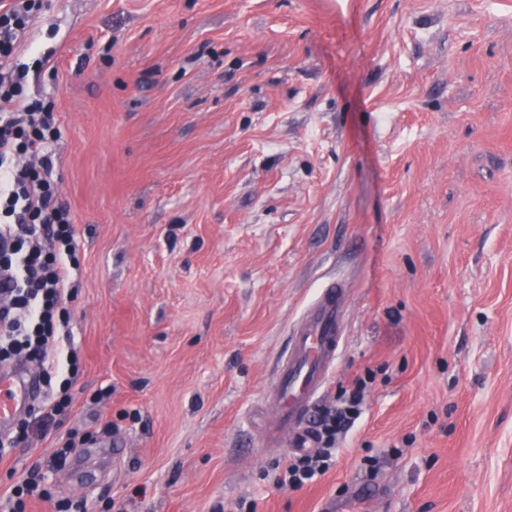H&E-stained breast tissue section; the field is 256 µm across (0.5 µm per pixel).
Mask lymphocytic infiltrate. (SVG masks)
<instances>
[{
    "label": "lymphocytic infiltrate",
    "instance_id": "f902f5d3",
    "mask_svg": "<svg viewBox=\"0 0 512 512\" xmlns=\"http://www.w3.org/2000/svg\"><path fill=\"white\" fill-rule=\"evenodd\" d=\"M43 0H9L0 8V355L36 362L51 389L38 405L44 425L71 404L78 356L65 309L79 286L76 226L61 199L54 146L61 136L53 105L28 99L33 63L16 57L29 21ZM363 382L344 391L340 408L325 411L319 447L288 463L279 486L303 487L326 472L336 443L359 417Z\"/></svg>",
    "mask_w": 512,
    "mask_h": 512
}]
</instances>
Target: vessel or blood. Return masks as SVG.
<instances>
[{"label":"vessel or blood","mask_w":512,"mask_h":512,"mask_svg":"<svg viewBox=\"0 0 512 512\" xmlns=\"http://www.w3.org/2000/svg\"><path fill=\"white\" fill-rule=\"evenodd\" d=\"M344 291L329 283L294 324L275 370V406L263 434L265 443L291 440L308 448L312 435L304 427L309 411L336 368L344 342ZM35 377L18 368L0 373V429L24 411L38 396Z\"/></svg>","instance_id":"vessel-or-blood-1"}]
</instances>
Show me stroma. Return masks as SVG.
<instances>
[{
	"instance_id": "stroma-1",
	"label": "stroma",
	"mask_w": 512,
	"mask_h": 512,
	"mask_svg": "<svg viewBox=\"0 0 512 512\" xmlns=\"http://www.w3.org/2000/svg\"><path fill=\"white\" fill-rule=\"evenodd\" d=\"M47 53L81 361L0 497L36 468L26 512H512V0H44ZM332 279L318 404L363 378L361 415L283 489L275 365Z\"/></svg>"
}]
</instances>
